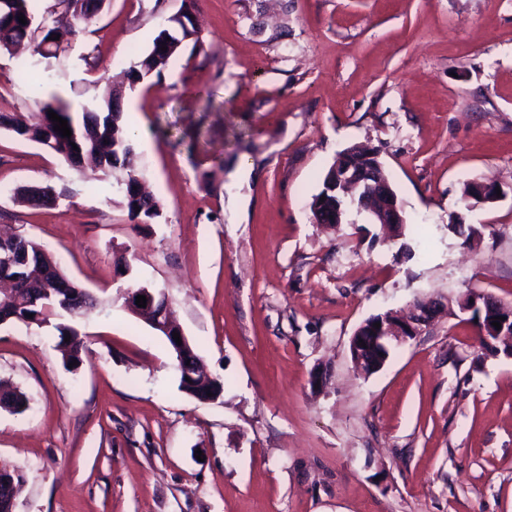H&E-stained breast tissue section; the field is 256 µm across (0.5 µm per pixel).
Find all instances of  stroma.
<instances>
[{
  "label": "stroma",
  "instance_id": "1",
  "mask_svg": "<svg viewBox=\"0 0 512 512\" xmlns=\"http://www.w3.org/2000/svg\"><path fill=\"white\" fill-rule=\"evenodd\" d=\"M183 13L198 42L122 97L159 218L131 222L120 184L0 129V229L99 300L72 321L73 366L54 325L0 326V380L28 398L0 410V461L26 477L15 512H512V357L470 313L369 376L349 352L365 319L417 299L512 307V0H109L42 84L30 50L0 52V113L87 103ZM355 144L378 148L403 236L355 211L314 219ZM484 180L502 198L464 200ZM45 182L69 198L10 194ZM134 286L167 294L216 400L181 389L168 341L125 304ZM15 198L21 203L32 207L58 206L61 201L69 198V191L66 188L57 189L51 185L41 187L23 186L17 188ZM58 201V203H57ZM59 332L60 344L63 346V357L67 364L77 361L79 362L80 353L84 347L83 338L79 331L72 325L59 323L56 325ZM70 335V342H65L64 337Z\"/></svg>",
  "mask_w": 512,
  "mask_h": 512
}]
</instances>
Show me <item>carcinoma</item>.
<instances>
[{
  "label": "carcinoma",
  "instance_id": "obj_1",
  "mask_svg": "<svg viewBox=\"0 0 512 512\" xmlns=\"http://www.w3.org/2000/svg\"><path fill=\"white\" fill-rule=\"evenodd\" d=\"M35 0H0V51L10 50L11 45L30 40L35 43L33 59L28 62L30 73L40 80L52 62L59 60L63 49L48 40L57 30V25L67 22L72 34L77 29L75 0H53L41 17L43 28H27L19 24V17H33ZM186 40L199 43L198 32L193 24L173 19L162 28L153 40L152 47L134 62L125 74L129 84H140L150 77L161 75L174 52L161 50L165 42L178 48ZM116 89L109 90L102 98L94 97L82 105L81 111L72 112L64 104H58L55 113L67 120L71 136L63 137L54 130L56 122L49 119L45 103L40 111L22 118L15 115H1L3 128L24 135V140L37 143L61 158L81 152L85 160L92 162L102 172L103 179H110L115 171L123 173V206L129 219L136 224H146L160 216L158 200L150 194L141 193L139 198L131 197L132 186L143 181V172L134 166L135 146L128 136L122 120ZM334 167H329L321 191L314 195L310 204L313 216L319 220H336V195L329 193V181ZM15 198L32 207L58 206L69 198L66 188L57 189L51 185L41 187L23 186L16 190ZM13 250L30 257V270L26 280L19 282L6 295L0 293V317L27 326L43 325L52 317L68 315L72 318L84 315L97 306V299L76 282L66 276L60 265L45 248L27 235H17L11 242ZM60 344L66 363L80 359L84 347L83 338L72 325L59 323ZM70 341H64V337ZM27 397L17 388L0 382V409L20 413L26 409Z\"/></svg>",
  "mask_w": 512,
  "mask_h": 512
}]
</instances>
